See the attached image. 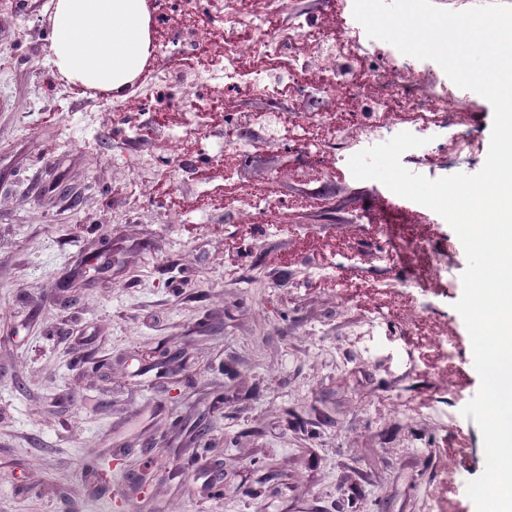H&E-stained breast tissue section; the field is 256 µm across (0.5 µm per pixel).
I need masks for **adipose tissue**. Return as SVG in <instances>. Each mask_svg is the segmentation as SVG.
Listing matches in <instances>:
<instances>
[{
  "mask_svg": "<svg viewBox=\"0 0 512 512\" xmlns=\"http://www.w3.org/2000/svg\"><path fill=\"white\" fill-rule=\"evenodd\" d=\"M51 63L73 84L121 93L141 73L151 42L144 0H54Z\"/></svg>",
  "mask_w": 512,
  "mask_h": 512,
  "instance_id": "ef3b65f1",
  "label": "adipose tissue"
}]
</instances>
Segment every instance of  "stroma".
Segmentation results:
<instances>
[{
    "mask_svg": "<svg viewBox=\"0 0 512 512\" xmlns=\"http://www.w3.org/2000/svg\"><path fill=\"white\" fill-rule=\"evenodd\" d=\"M264 8L285 27L338 17L336 0ZM51 12L52 0H0L12 53L0 67V512H431L444 485L453 497L441 512H475L466 485L484 471L480 429L467 417L444 427L426 409L443 382L459 409L480 387L454 308L467 261L453 229L416 202L391 206L385 185L336 170L285 130L281 110L313 117L323 98L231 94L257 125L241 141L238 127L207 124L187 152L165 127L114 130L119 97L55 72ZM492 122L478 95L459 124L482 159ZM160 177L191 200L230 181L241 199L172 213L152 190ZM118 183L127 194H112ZM267 189L288 231L268 223ZM246 216L252 234L228 275L224 237ZM411 224L433 230L449 274H422ZM309 237L334 253L299 249ZM289 251L293 265L280 266ZM355 284L369 296L352 295ZM427 295L439 298L427 326L452 342L443 375L423 363L405 315ZM374 313L390 345L413 354L408 370L363 354ZM451 447L446 470L435 457ZM125 452L152 475L148 498L130 495L122 470L95 489L94 472Z\"/></svg>",
    "mask_w": 512,
    "mask_h": 512,
    "instance_id": "stroma-1",
    "label": "stroma"
}]
</instances>
